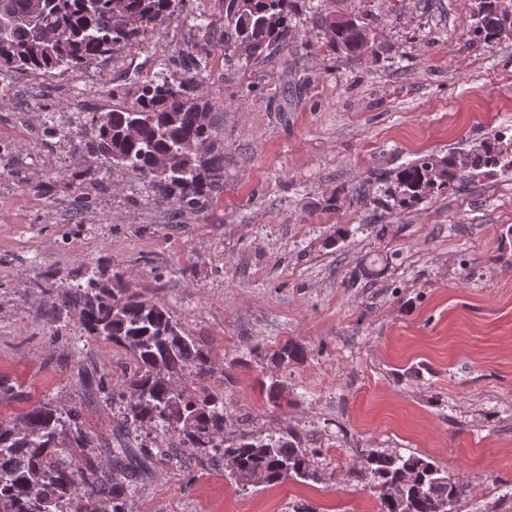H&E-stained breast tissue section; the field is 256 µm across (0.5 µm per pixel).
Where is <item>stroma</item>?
<instances>
[{
  "label": "stroma",
  "mask_w": 512,
  "mask_h": 512,
  "mask_svg": "<svg viewBox=\"0 0 512 512\" xmlns=\"http://www.w3.org/2000/svg\"><path fill=\"white\" fill-rule=\"evenodd\" d=\"M474 7L311 0L287 50L250 62L228 46L224 0H182L140 49L60 75L0 74V420L77 402L90 431L111 429L77 371L121 391L130 352L53 317L37 286L44 271L77 284L100 265L211 351L227 441L289 431L322 451L320 480L246 490L217 462L157 463L129 512H373L378 490L355 471L372 451L446 471L461 489L453 512H512V173L406 210L375 204L385 186L365 181L512 126V37L470 43ZM317 9L364 16L384 54H329ZM159 72L195 77L213 106L224 185L197 213L68 138ZM287 343L302 357L273 363Z\"/></svg>",
  "instance_id": "obj_1"
}]
</instances>
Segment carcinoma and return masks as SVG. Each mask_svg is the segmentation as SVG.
Here are the masks:
<instances>
[{
    "label": "carcinoma",
    "mask_w": 512,
    "mask_h": 512,
    "mask_svg": "<svg viewBox=\"0 0 512 512\" xmlns=\"http://www.w3.org/2000/svg\"><path fill=\"white\" fill-rule=\"evenodd\" d=\"M302 0H228L226 21L236 49L248 60L288 48L289 23ZM181 0H0V71L40 73L79 69L117 48L135 49L160 33ZM316 23L332 54L377 56L382 46L358 17L319 12ZM512 32V0H477L470 35L490 41ZM211 104L195 79L156 75L139 87L135 105L93 114L85 143L95 160L148 179L155 194L199 211L222 186L224 157L215 146ZM203 142L202 152L188 151ZM512 170V128H503L444 157L427 156L400 168L380 200L408 209L434 192L454 190L497 170ZM85 283L55 284L47 272L38 288H57L56 316L75 315L90 336L130 350L135 368L126 393L108 394L114 428L87 431L77 403L47 401L13 422H0V512H128L141 473L163 461H231L224 469L243 489L290 479H318L313 457L292 434L224 440V391L211 378L210 351L187 333L169 307L144 296L116 272L85 270ZM151 432L140 434L143 427ZM111 458L105 463L101 454ZM359 470L379 488V512H452L458 487L434 463L374 452Z\"/></svg>",
    "instance_id": "1"
}]
</instances>
